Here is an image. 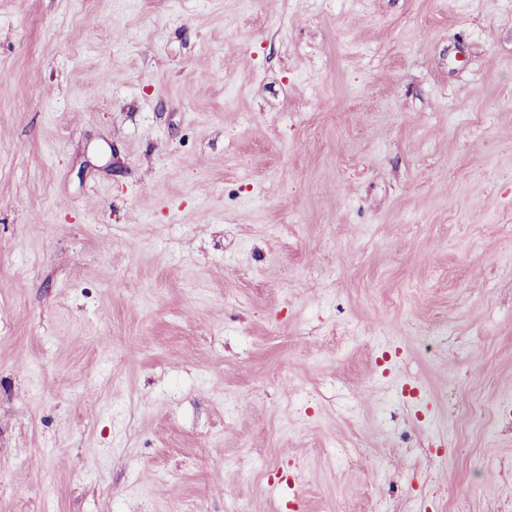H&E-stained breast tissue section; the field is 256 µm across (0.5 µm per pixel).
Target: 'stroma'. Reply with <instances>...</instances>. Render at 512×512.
Returning a JSON list of instances; mask_svg holds the SVG:
<instances>
[{
	"mask_svg": "<svg viewBox=\"0 0 512 512\" xmlns=\"http://www.w3.org/2000/svg\"><path fill=\"white\" fill-rule=\"evenodd\" d=\"M0 512H512V0H0Z\"/></svg>",
	"mask_w": 512,
	"mask_h": 512,
	"instance_id": "stroma-1",
	"label": "stroma"
}]
</instances>
